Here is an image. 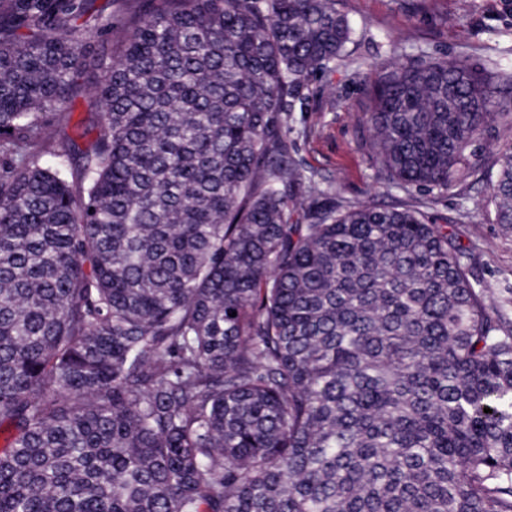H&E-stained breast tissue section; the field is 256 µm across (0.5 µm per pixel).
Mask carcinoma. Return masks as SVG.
<instances>
[{"instance_id": "cac0c4a2", "label": "carcinoma", "mask_w": 512, "mask_h": 512, "mask_svg": "<svg viewBox=\"0 0 512 512\" xmlns=\"http://www.w3.org/2000/svg\"><path fill=\"white\" fill-rule=\"evenodd\" d=\"M110 2L0 0V512H512V323L448 225L288 140L339 0ZM365 94L405 191L512 129L456 60ZM491 186L511 226L512 148Z\"/></svg>"}]
</instances>
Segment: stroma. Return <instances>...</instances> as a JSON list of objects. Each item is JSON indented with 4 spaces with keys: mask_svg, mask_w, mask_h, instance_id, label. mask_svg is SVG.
I'll use <instances>...</instances> for the list:
<instances>
[{
    "mask_svg": "<svg viewBox=\"0 0 512 512\" xmlns=\"http://www.w3.org/2000/svg\"><path fill=\"white\" fill-rule=\"evenodd\" d=\"M351 27L346 56L313 79L309 104L294 113L289 134L302 165L333 180L338 197L376 206L423 200L424 212L447 224L468 253L474 278L487 288L492 317L512 322V226L494 221L487 183L461 175L445 194L385 186L361 143L363 92L379 67L395 59H458L486 72H512V8L504 0H340Z\"/></svg>",
    "mask_w": 512,
    "mask_h": 512,
    "instance_id": "obj_1",
    "label": "stroma"
}]
</instances>
